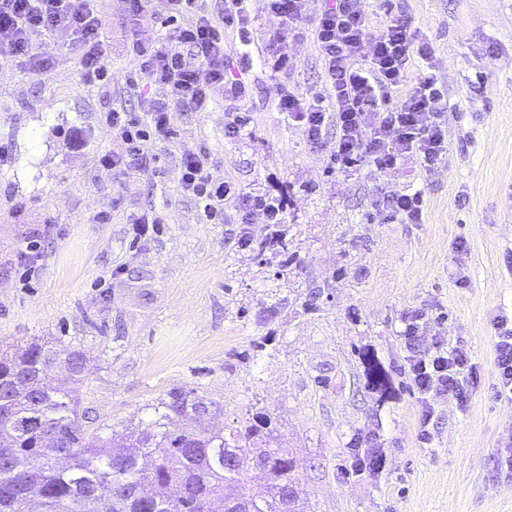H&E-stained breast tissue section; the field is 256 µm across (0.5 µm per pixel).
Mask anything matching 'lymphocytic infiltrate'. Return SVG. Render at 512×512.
I'll return each instance as SVG.
<instances>
[{"label": "lymphocytic infiltrate", "instance_id": "1", "mask_svg": "<svg viewBox=\"0 0 512 512\" xmlns=\"http://www.w3.org/2000/svg\"><path fill=\"white\" fill-rule=\"evenodd\" d=\"M249 0H223L219 14L203 9L199 0H121L129 21L145 19L159 25L157 37L140 33L127 37L125 50L135 67L125 79L137 91V108L119 105L106 112L113 136L123 152L103 154L99 163L122 180L153 160V148L174 135L176 113L211 111L214 89L227 98L244 101L250 87L229 78L235 67L257 59L276 77L270 99L292 124L303 127L310 141H319L328 125L336 127L331 160L341 171L369 167L383 175L409 156L424 171L436 170L447 150L448 102L437 86L432 69L417 79L409 73L415 61H429L432 49L420 40L408 21L393 18L383 28L372 23L368 0H334L333 6L312 13L311 0H263V10L277 20L273 35L256 54L246 51L257 18ZM237 30L241 49H228L225 29ZM66 33L81 53L79 80L86 86H108L112 70L106 20L97 0H0V56L20 64L27 73L48 70L53 61L38 52L37 33ZM310 36L324 64L327 91L304 94L291 87L297 63L288 52L290 40ZM159 87L163 97L143 95L146 87ZM213 157L208 149L183 150L179 188L197 205L209 223L224 221V208L233 205L240 226L239 247H249L256 227L253 214L265 223L286 221L283 200L246 191L228 180L213 179ZM376 217L386 222L417 224L422 220L419 193L394 191L373 203ZM409 378L423 404V420H430L434 399L468 400L469 358L462 348L433 343L422 349L417 323L404 331Z\"/></svg>", "mask_w": 512, "mask_h": 512}]
</instances>
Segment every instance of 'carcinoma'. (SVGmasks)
<instances>
[{
	"mask_svg": "<svg viewBox=\"0 0 512 512\" xmlns=\"http://www.w3.org/2000/svg\"><path fill=\"white\" fill-rule=\"evenodd\" d=\"M252 250L288 253L275 224L256 228ZM374 388L389 391V376L374 355L362 354ZM84 355L47 343L0 348V512H224V502L244 512H303L297 462L274 439L271 418L256 415L247 429L206 433L199 428L212 403L192 390L175 389L155 409L156 418L130 440L116 431L102 438L83 421L78 396ZM61 367L69 384L53 386L46 370ZM178 418L183 428L168 429ZM258 460L267 475L255 491L247 472Z\"/></svg>",
	"mask_w": 512,
	"mask_h": 512,
	"instance_id": "cac0c4a2",
	"label": "carcinoma"
}]
</instances>
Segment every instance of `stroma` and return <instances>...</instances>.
Here are the masks:
<instances>
[{
	"instance_id": "35a3bbf8",
	"label": "stroma",
	"mask_w": 512,
	"mask_h": 512,
	"mask_svg": "<svg viewBox=\"0 0 512 512\" xmlns=\"http://www.w3.org/2000/svg\"><path fill=\"white\" fill-rule=\"evenodd\" d=\"M374 21H409L429 42L448 100V151L434 172L408 157L384 176L331 171L335 126L313 143L267 103L274 77L246 71L250 123L224 139L233 101L175 118L176 138L125 180L99 166L122 152L103 120L136 106L118 0H100L109 87L78 79L65 35H38L49 72L0 66V345L39 340L86 358L79 395L101 435H136L170 390L213 404L203 429L226 432L268 414L299 462L306 512H512V398L500 396L494 324L512 317V0H393ZM292 85L324 89L311 39L289 45ZM204 146L210 173L284 199L287 255L238 248V225L204 223L179 192L180 155ZM419 192L418 224L381 223L376 195ZM156 208L160 232L135 241L130 212ZM105 212L107 224L93 221ZM38 244L27 272L22 256ZM320 298L308 302L310 289ZM463 348L473 366L466 407L435 403L428 426L407 374L403 332ZM372 351L392 389L367 382ZM381 453V469L366 467Z\"/></svg>"
}]
</instances>
